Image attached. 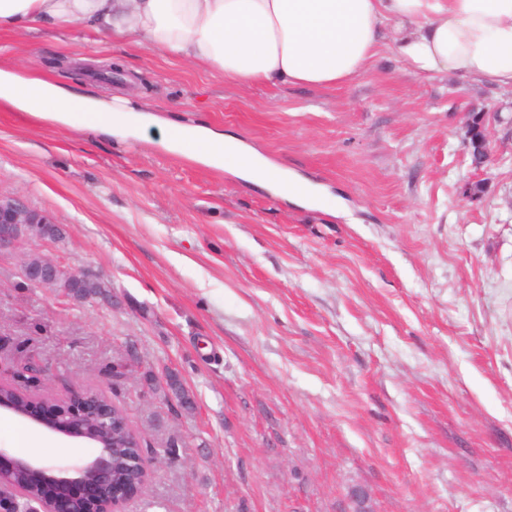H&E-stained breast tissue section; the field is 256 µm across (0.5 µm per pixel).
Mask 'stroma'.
<instances>
[{
    "label": "stroma",
    "mask_w": 512,
    "mask_h": 512,
    "mask_svg": "<svg viewBox=\"0 0 512 512\" xmlns=\"http://www.w3.org/2000/svg\"><path fill=\"white\" fill-rule=\"evenodd\" d=\"M0 61L224 129L331 199L167 154L154 127L121 143L0 103V193L65 232L0 254V377L37 356L50 392L176 443L123 512H351L356 486L372 512H512L511 88L388 51L336 87L242 88L78 24L0 31ZM474 108L502 117L480 170ZM33 253L111 299L29 284ZM172 373L191 412L162 395Z\"/></svg>",
    "instance_id": "35a3bbf8"
}]
</instances>
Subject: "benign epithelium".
<instances>
[{"mask_svg":"<svg viewBox=\"0 0 512 512\" xmlns=\"http://www.w3.org/2000/svg\"><path fill=\"white\" fill-rule=\"evenodd\" d=\"M62 233V227L48 213L29 207L17 196L0 194V253L23 240L52 241ZM62 274L77 283L92 277L88 272L66 271L40 254L29 255L22 265L24 279L43 288L55 287V280ZM18 377L34 392L42 390L48 381L38 363L22 368ZM22 417L69 438L105 440L116 445L125 439V424L113 412L112 404L91 391L68 399L32 398ZM93 447L96 453L92 457L53 467L0 447V504L5 499L4 480L23 471L41 487V499L24 512H114L132 494L128 484L113 478L112 449L96 443Z\"/></svg>","mask_w":512,"mask_h":512,"instance_id":"7a95c632","label":"benign epithelium"}]
</instances>
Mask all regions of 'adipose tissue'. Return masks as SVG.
<instances>
[{
    "mask_svg": "<svg viewBox=\"0 0 512 512\" xmlns=\"http://www.w3.org/2000/svg\"><path fill=\"white\" fill-rule=\"evenodd\" d=\"M85 24L115 44L132 43L200 66L234 86L276 82L331 86L365 74L380 46L416 75L451 73L512 87V0H0V31ZM61 128L80 125L118 139L163 129L162 147L236 170L296 203L310 187L222 130L161 122L132 101L78 93L0 66V102Z\"/></svg>",
    "mask_w": 512,
    "mask_h": 512,
    "instance_id": "1",
    "label": "adipose tissue"
}]
</instances>
